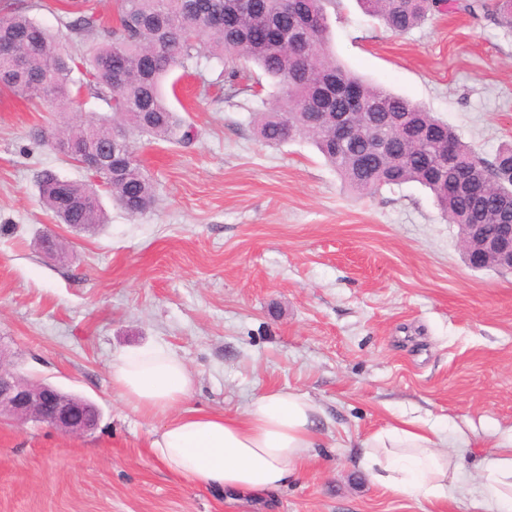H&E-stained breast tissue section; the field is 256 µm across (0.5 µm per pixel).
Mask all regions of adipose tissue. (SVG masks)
Returning <instances> with one entry per match:
<instances>
[{
  "instance_id": "ef3b65f1",
  "label": "adipose tissue",
  "mask_w": 512,
  "mask_h": 512,
  "mask_svg": "<svg viewBox=\"0 0 512 512\" xmlns=\"http://www.w3.org/2000/svg\"><path fill=\"white\" fill-rule=\"evenodd\" d=\"M112 386L133 410L165 422L151 442L155 458L193 484L254 496L287 486L319 446V404L292 390L255 396L235 414L183 408L195 384L185 363L163 347L129 352L111 366ZM435 427L404 420L366 436L361 468L403 496L447 499L456 481L453 454ZM512 505V436L482 464L474 512Z\"/></svg>"
}]
</instances>
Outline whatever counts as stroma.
<instances>
[{
  "label": "stroma",
  "instance_id": "1",
  "mask_svg": "<svg viewBox=\"0 0 512 512\" xmlns=\"http://www.w3.org/2000/svg\"><path fill=\"white\" fill-rule=\"evenodd\" d=\"M19 4L62 51L102 40L65 27L71 0H0V13ZM330 30L341 63L481 157L512 143V32L492 17L437 14L396 35L358 0H338ZM93 93L83 88L71 112L0 96V347L23 376L101 411L82 435L0 418V512H472L483 460L512 435V274L468 266L457 226L420 185L356 194L309 140L267 144L255 117L278 89L225 99L217 58L179 85L174 107L194 141L138 143L154 208L133 216L103 191V224L57 223L40 172L92 177L32 133L109 115ZM47 234L65 257L45 254ZM155 345L196 377L185 408L233 414L291 389L324 409L322 448L263 497L168 472L150 451L161 419L127 406L110 370ZM411 418L460 453L448 501L392 494L357 464L366 435Z\"/></svg>",
  "mask_w": 512,
  "mask_h": 512
}]
</instances>
